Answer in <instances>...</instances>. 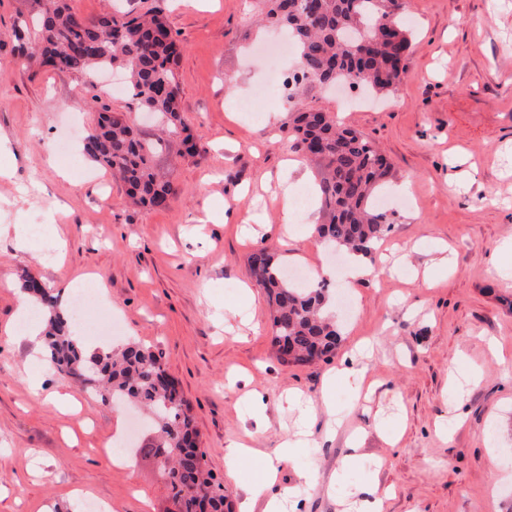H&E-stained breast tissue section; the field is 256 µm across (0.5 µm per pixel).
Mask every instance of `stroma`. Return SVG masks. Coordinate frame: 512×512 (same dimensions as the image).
<instances>
[{"label":"stroma","mask_w":512,"mask_h":512,"mask_svg":"<svg viewBox=\"0 0 512 512\" xmlns=\"http://www.w3.org/2000/svg\"><path fill=\"white\" fill-rule=\"evenodd\" d=\"M152 6L183 45L180 106L206 143L188 156L171 142L159 165L176 193L159 210L131 205L123 183L80 149L95 104L146 133L151 120L106 80L93 88L76 74L29 67L12 34L23 0H0V512H87L91 500L111 512L172 509L153 456L113 463L99 453L129 431L128 407L49 371L43 339L23 333L16 298L26 272L67 311L71 274L99 281L104 294L82 312L79 337L99 345L95 329L108 312L122 340L162 353L235 510L297 426L293 392L319 413L272 491L303 471L319 478L300 501H286L287 512H344L349 490L371 482L392 491L384 512H512V0H408L411 48L396 91L368 95L364 106L341 86L304 94L308 107L366 134L394 181L410 184L409 195L390 199L388 261L367 258L376 276L352 280L343 253L308 254L306 269L332 273L342 341L307 365L278 359L263 292L242 290L253 282L249 255L278 243L286 161L317 179L283 132L288 102L246 108L275 32L257 23L254 0L121 2L134 13ZM211 208L227 209L228 222L203 223ZM17 224L42 234L20 247ZM58 235L65 257L46 260ZM365 337L374 350L360 363L378 386L359 400L338 384L333 402L346 422L328 434L325 377ZM491 338L502 360L490 354ZM473 373L479 381L468 382ZM56 394L69 404H49ZM232 442L249 449L234 481L224 464Z\"/></svg>","instance_id":"35a3bbf8"}]
</instances>
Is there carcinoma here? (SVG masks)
I'll return each instance as SVG.
<instances>
[{
	"instance_id": "1",
	"label": "carcinoma",
	"mask_w": 512,
	"mask_h": 512,
	"mask_svg": "<svg viewBox=\"0 0 512 512\" xmlns=\"http://www.w3.org/2000/svg\"><path fill=\"white\" fill-rule=\"evenodd\" d=\"M32 2L14 29L30 64L86 79L120 67L128 72L131 98L161 116L165 128L151 138L126 114L103 105L84 151L120 175L134 204L166 207L173 186L157 173L166 137L181 139L190 154L203 150L204 143L181 115L175 71L179 45L162 12L104 13L88 20L68 0ZM265 2L263 20L280 23L299 50L292 79L316 86L348 80L382 92L397 90L410 46L407 31L397 22L407 0ZM288 141L318 167L322 222L315 232L334 246L369 255L392 225L391 215L375 204L380 187L392 177L391 164L362 132L310 108L292 113ZM248 262L272 307V343L288 347L286 363L309 364L334 355L341 333L324 313L328 284L312 288L289 280L270 246L255 250ZM21 289L43 308L47 356L57 374L79 372L103 399L126 400L145 410L161 444L196 434L189 403L174 384L164 382L161 355L132 342L89 358L74 340L68 319L56 310L49 289L37 287L33 276L23 279ZM165 485L179 512H231L224 483L208 469L206 453L194 446L173 449Z\"/></svg>"
}]
</instances>
